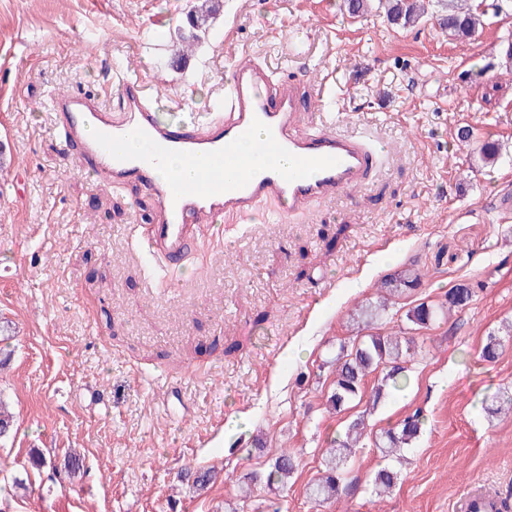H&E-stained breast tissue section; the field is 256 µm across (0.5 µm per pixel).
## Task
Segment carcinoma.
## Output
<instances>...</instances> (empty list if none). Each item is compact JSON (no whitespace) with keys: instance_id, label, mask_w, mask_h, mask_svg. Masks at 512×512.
Returning a JSON list of instances; mask_svg holds the SVG:
<instances>
[{"instance_id":"obj_1","label":"carcinoma","mask_w":512,"mask_h":512,"mask_svg":"<svg viewBox=\"0 0 512 512\" xmlns=\"http://www.w3.org/2000/svg\"><path fill=\"white\" fill-rule=\"evenodd\" d=\"M431 3L440 27L450 36L470 39L483 25L486 11L468 5V0H431ZM381 7L385 9L391 24L403 28L416 26L428 14L426 0H382ZM219 8L220 0H198L188 15L190 35L181 37V40L199 39L200 34L206 31L209 19ZM420 280V272L408 268L385 282L384 287L398 293L418 287ZM472 294V288L460 284L448 290L444 302L438 305L422 302L409 309L406 319L414 329H426L451 309L466 305ZM412 343L410 337L402 339L374 333L351 351L336 357L333 390L326 400L327 409L336 413L344 411L351 401L359 397L366 378L373 373L380 374V380L372 390L373 404H378L388 394L404 391L410 383L408 363L413 356ZM426 422L427 417L419 410L406 416L386 431V448L383 452L390 454L397 448L412 445L422 434ZM366 429L365 417L361 415L348 425L344 435L330 441L325 470L308 485L309 499L320 502L339 494L344 479V465L352 456L353 448L365 436ZM297 468V457L283 449L263 473L253 474L241 481L242 493L250 495L251 486L260 482L269 487L282 486ZM397 480L398 473L384 467L376 472L374 486L376 490L386 492L396 485Z\"/></svg>"}]
</instances>
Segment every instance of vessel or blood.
<instances>
[{
  "mask_svg": "<svg viewBox=\"0 0 512 512\" xmlns=\"http://www.w3.org/2000/svg\"><path fill=\"white\" fill-rule=\"evenodd\" d=\"M153 95L152 86L133 72L122 82L120 116L80 91L57 96L54 103L66 146H79L81 159L91 162L96 174L115 188L135 177L151 189L161 219L139 247L166 267H177L198 241L219 233L225 216L245 222L267 202L298 212L364 186L372 175V155L359 137L320 127L296 132L301 109L295 87L271 84L252 62L236 64L221 114L205 121H172L151 107ZM259 127L264 134L257 153L239 155V141ZM130 137L145 144L133 160L120 150ZM283 151L291 159L288 168L261 165L262 157ZM174 152L194 170V184L155 180V171ZM498 508L495 497L475 491L462 500L459 512Z\"/></svg>",
  "mask_w": 512,
  "mask_h": 512,
  "instance_id": "b4317fda",
  "label": "vessel or blood"
}]
</instances>
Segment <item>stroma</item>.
Wrapping results in <instances>:
<instances>
[{"instance_id": "obj_1", "label": "stroma", "mask_w": 512, "mask_h": 512, "mask_svg": "<svg viewBox=\"0 0 512 512\" xmlns=\"http://www.w3.org/2000/svg\"><path fill=\"white\" fill-rule=\"evenodd\" d=\"M194 3L0 0V398L14 414L0 474L24 482L0 491V512H458L470 490L512 506V414L494 411L512 394V11L455 39L434 18L349 17L343 0H222L176 65ZM229 36L310 99L299 131L342 113L378 148L376 170L301 212L269 203L252 223L225 221L168 271L137 247L153 195L80 169L54 100L80 89L116 103L114 75L134 70L159 111L205 115L231 78ZM486 141L499 147L491 165ZM411 266L421 287L375 323L413 337L410 385L379 403L336 499L312 502L306 488L353 416L326 409L339 345L365 335L361 304ZM457 284L474 288L468 304L411 330L406 311ZM491 333L501 349L487 363ZM418 408L426 428L376 495L381 433ZM284 448L300 461L287 488L240 499V478ZM35 450L77 454L80 471L32 468ZM187 469L214 478L199 490Z\"/></svg>"}]
</instances>
